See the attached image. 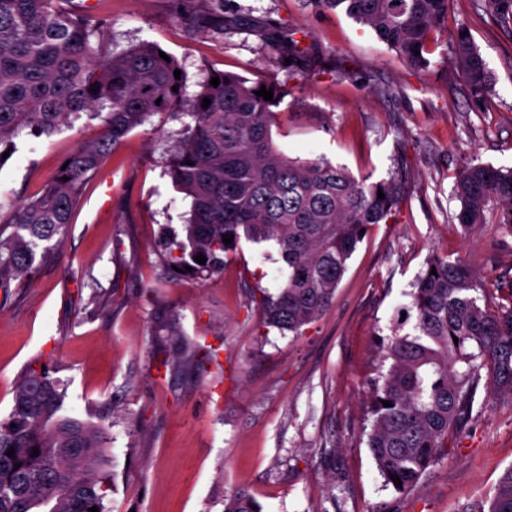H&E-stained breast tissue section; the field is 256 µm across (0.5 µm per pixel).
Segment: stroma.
<instances>
[{
    "instance_id": "1",
    "label": "stroma",
    "mask_w": 512,
    "mask_h": 512,
    "mask_svg": "<svg viewBox=\"0 0 512 512\" xmlns=\"http://www.w3.org/2000/svg\"><path fill=\"white\" fill-rule=\"evenodd\" d=\"M101 16L121 52L152 42L181 65L187 95L214 71L280 86L272 137L291 158L325 157L355 176L405 184L387 223L372 225L327 313L302 335L263 327L252 290L287 273L276 246L241 241L205 280L175 274L163 243L188 206L165 173L189 122L181 110L130 132L90 178L63 242L0 298V418L28 367L63 391L61 415L108 434L107 512H224L252 494L265 512H484L512 467V401L476 407L419 489L386 487L367 448V384L377 341L413 330L408 293L436 256L471 264L491 305L512 303V234L463 233L455 182L468 164L512 168V30L478 0H448L492 79L472 109L448 35L437 30L427 69L407 66L366 27L308 0H224L238 32L216 37L175 16V0H72ZM299 29L305 67L286 64L266 24ZM100 133L80 119L16 139L0 161V213L33 198L65 158ZM206 360L179 363L186 344Z\"/></svg>"
}]
</instances>
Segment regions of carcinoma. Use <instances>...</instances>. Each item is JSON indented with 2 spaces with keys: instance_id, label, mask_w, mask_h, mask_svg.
Instances as JSON below:
<instances>
[{
  "instance_id": "carcinoma-1",
  "label": "carcinoma",
  "mask_w": 512,
  "mask_h": 512,
  "mask_svg": "<svg viewBox=\"0 0 512 512\" xmlns=\"http://www.w3.org/2000/svg\"><path fill=\"white\" fill-rule=\"evenodd\" d=\"M71 0H0V146L23 134L50 135L87 116L102 135L70 154L41 195L16 205L0 225V291L23 282L62 242L84 183L131 131L161 112L182 108L191 118L172 150L166 174L189 199L181 238L167 244L169 263L205 279L224 268L223 254L241 239L272 242L287 266L277 295L261 293L264 324L299 335L329 309L363 229L388 221L403 195L397 179L367 182L324 158L292 159L274 146L271 127L282 92L216 71L185 99L179 64L141 43L115 54L96 41L101 19L74 11ZM343 10L371 29L410 67L422 69L431 34L448 20V0H310ZM496 23L512 30V0H479ZM177 19L218 36L238 28L224 0H177ZM465 26L450 45L473 106L492 91L486 62ZM297 30L270 25L267 40L303 62ZM419 54H414V51ZM178 91H173V86ZM272 89L273 100L256 95ZM208 107H202L203 98ZM385 198H377L378 192ZM455 215L470 232L492 219L512 233V168L466 166L456 181ZM233 237L225 244L223 238ZM203 255L205 264L195 262ZM191 267L186 271L185 267ZM406 316L414 335L381 342V362L368 384L367 448L387 486L408 495L445 456L448 438L469 421L482 381L512 399V304L490 306L471 266L431 259L410 292ZM458 341H453V338ZM59 382L31 368L17 380L13 405L0 420V512H105L109 475L102 469L106 431L57 413ZM392 406L385 407L382 401ZM14 455H6L8 450ZM39 455H33V451ZM396 475L402 482L391 480ZM224 512H263L245 491L224 499ZM487 512H512V467Z\"/></svg>"
}]
</instances>
